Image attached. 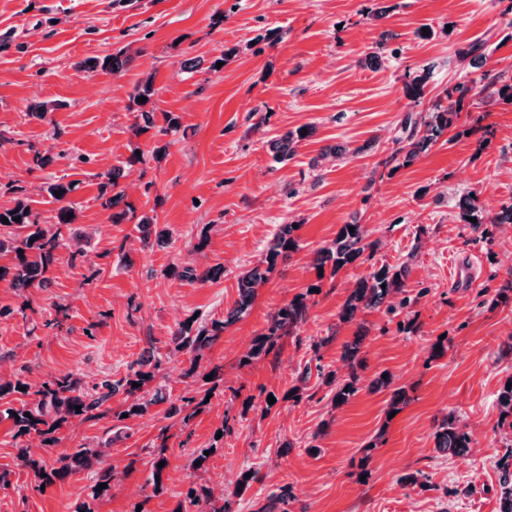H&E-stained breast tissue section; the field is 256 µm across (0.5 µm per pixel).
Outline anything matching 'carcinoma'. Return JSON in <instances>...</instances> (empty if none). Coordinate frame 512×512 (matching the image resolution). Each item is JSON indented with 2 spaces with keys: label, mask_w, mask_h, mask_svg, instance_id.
<instances>
[{
  "label": "carcinoma",
  "mask_w": 512,
  "mask_h": 512,
  "mask_svg": "<svg viewBox=\"0 0 512 512\" xmlns=\"http://www.w3.org/2000/svg\"><path fill=\"white\" fill-rule=\"evenodd\" d=\"M131 57L123 50L99 62L97 60L83 62V68L94 70L101 66L117 74L126 69ZM427 82V74L415 75L409 78L405 84L406 93L415 99L424 95ZM474 87L467 83H457L446 90L448 105L440 103L433 105L426 115L412 119L407 115L403 119L404 128L408 129L406 139L397 147L393 158L402 161V165L411 164L421 152L432 144L453 126L461 117L464 102L473 95ZM156 89L153 81L147 78L135 85L133 101L136 105V130L148 131L155 127V101ZM146 101H140V98ZM313 127L301 126L289 130L283 135L268 142L269 151L274 163L285 164L291 160L296 148L301 141L310 137ZM124 166L112 168L107 174L108 182L101 184L100 197L106 198L103 206L116 207L123 195L119 192L107 196L109 188L118 186V179L123 176ZM77 182L52 181L48 184L47 192L58 203L50 225L41 224L38 216L34 214L31 205L20 196L23 189L14 187L13 192L18 194L15 205L11 208L0 210V228H5L6 233H0V254L9 252L14 254L11 265L3 267L0 272V281H6L10 287L23 294L30 288H45L50 283V266L54 261L55 253L63 246L74 242L76 253H83V243L86 236L72 230L75 219L67 218V215L76 214L70 196L75 192ZM61 195H55V192ZM460 218L475 232L486 239L489 235L488 228L484 224H512V203L503 205L491 218H485V211L479 204V198L466 195L460 203ZM7 218L8 223L1 222V218ZM477 222H471V219ZM299 247L295 236V228L291 224H282L278 233L270 243L261 265L242 272L238 276L239 300L230 311L224 314V319L213 320L208 326L192 328L188 323L182 324L174 333L171 342L178 352L186 351L197 357L201 351L210 347L224 332V329L237 321L240 316L252 305L258 288L267 281V274L276 266L291 257ZM377 242L368 240V233L364 225H354V231H349V225L343 224L336 233L332 243L318 252L316 267L324 270L330 266L331 275H336L340 270L364 260L366 252H374ZM408 265L400 266L382 265L373 270L368 276L360 279L356 287L345 301L340 320L353 321L357 314L365 310L385 308L386 312L393 313L396 307H405L410 304L409 297L405 296ZM220 274L218 268H208L198 271L192 267L178 269L173 266L169 269V275L180 278H188L201 282L213 280ZM308 294L296 295L287 303L279 307L271 316L265 332L261 334L250 352L244 357L248 362L263 353L268 352L275 341L285 335L291 334L301 325L307 317ZM364 336L358 334L354 339L343 345L342 360L350 368L349 378L335 382V375L330 373L326 377V384L335 385L332 396V404L340 408L358 392L359 376L356 366L361 364L359 353ZM160 362L137 361L129 366L127 376L118 381H112L110 377H104L95 383L91 389L85 391L79 382L70 374L54 376L45 381L35 393V399L19 407L7 409V415L12 421L15 436L25 437L38 435L43 438L44 444L54 441L53 434L59 427L75 418L96 416L104 404L120 389L124 390L131 402L124 413L133 416L144 414L148 407L158 402V394L150 398L140 395L143 388L156 377V370ZM512 382V375L505 379L498 391V404L500 409L501 426L512 430V388H507V383ZM26 386L17 374L12 379L0 378V400L20 392V388ZM473 448V440L465 427L459 425L453 418H445L434 432V450L443 457L464 455ZM103 451L99 448L82 447L72 454L60 455L53 464H47L45 458L36 455L28 448H20L19 458L23 466L32 471L38 485H48L56 480L65 479L80 470H85L100 462ZM152 483L154 492L163 490L160 480L164 469L158 464L166 460L164 448L152 452ZM496 466L500 472V492L498 512H512V444L497 459ZM229 512L225 506L215 507L212 491L204 486L192 487L188 491L185 503L178 505L174 512Z\"/></svg>",
  "instance_id": "carcinoma-1"
}]
</instances>
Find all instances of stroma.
<instances>
[{"label": "stroma", "mask_w": 512, "mask_h": 512, "mask_svg": "<svg viewBox=\"0 0 512 512\" xmlns=\"http://www.w3.org/2000/svg\"><path fill=\"white\" fill-rule=\"evenodd\" d=\"M512 0H0V207L25 190L41 222L55 205L44 186L78 181V222L91 236L83 254L57 250L51 282L20 296L0 281V374L22 372L31 388L60 374L84 386L120 379L142 358L160 359L165 397L149 413L119 419L125 393L101 415L73 419L26 444L46 461L82 446L104 449L94 468L37 489L18 459L10 420L0 417V512H74L105 470L112 489L95 512H174L190 487L223 493L231 512H260L287 488L288 512H498L496 460L508 437L496 394L512 375V303L490 307L512 282V224L480 239L457 214L476 192L488 214L512 202V105L481 97L411 165L385 159L409 112L445 102L448 86L483 74L512 76ZM430 26L422 39L419 28ZM480 40L485 59L460 60ZM125 49L115 74L82 61ZM378 52L377 66L364 65ZM224 58L212 69L216 58ZM427 73L421 99L405 73ZM152 78L159 112L181 122L171 139L135 130V85ZM59 102L46 119L30 104ZM311 125L294 159L274 165L267 142ZM166 145L162 158L156 146ZM349 148L336 159L335 147ZM139 163H131L133 154ZM46 165H36L35 156ZM125 165L118 189L126 216L113 223L99 185ZM170 230L167 243L142 238L141 216ZM295 224L298 250L278 264L251 307L198 361L170 349L180 323L223 318L238 299L237 276L262 259L280 225ZM343 224L365 225L378 244L365 261L319 277L317 252ZM476 259L475 282L452 287L455 266ZM410 262L412 303L373 310L344 324L339 311L356 282L384 264ZM215 267L200 282L170 266ZM311 292L307 318L266 355L246 354L270 315ZM63 328H45V321ZM363 334L359 390L330 403L326 373L345 378L342 346ZM444 341L443 357L431 347ZM310 368L308 381L298 374ZM391 386L371 388L380 373ZM408 403L388 416L392 390ZM190 419L171 414L187 398ZM470 432V453L444 459L433 434L446 416ZM165 446L163 491L154 493L152 448ZM201 448L205 467L192 469ZM368 474L359 478V461ZM257 479L236 494L240 476ZM421 473L426 485L406 483Z\"/></svg>", "instance_id": "1"}]
</instances>
